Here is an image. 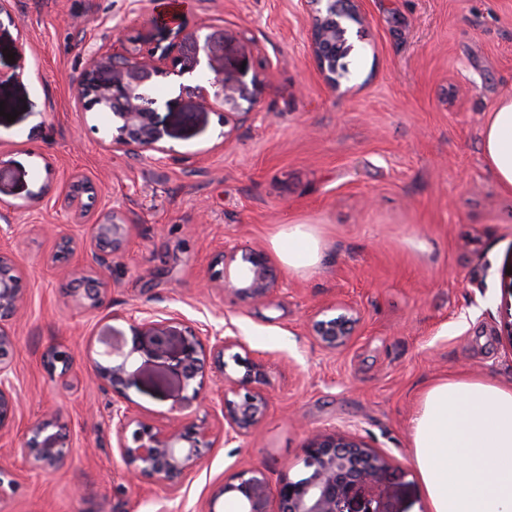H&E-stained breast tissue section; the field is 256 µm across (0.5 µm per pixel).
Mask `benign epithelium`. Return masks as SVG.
I'll return each instance as SVG.
<instances>
[{"instance_id":"1","label":"benign epithelium","mask_w":512,"mask_h":512,"mask_svg":"<svg viewBox=\"0 0 512 512\" xmlns=\"http://www.w3.org/2000/svg\"><path fill=\"white\" fill-rule=\"evenodd\" d=\"M312 17L311 46L317 68L326 82L336 86L341 52L337 48L347 42L351 25H361V0H303ZM126 53L100 49L90 52L75 96L86 108L111 115L116 135L112 143L132 153L147 150L165 152L160 146L165 129L159 116V99L151 90L158 78L175 75H198L203 64L211 60L213 36L194 33L170 42L157 52L142 49L137 41ZM182 89L197 95L205 104L228 106L236 115H246L251 102L245 82L214 72L207 85H184ZM130 228L124 214L112 212L92 224V240L80 267L66 273L81 277L84 285L80 308H101L106 293L103 271L108 256L123 247ZM238 286L224 276L213 273L207 287L223 292L244 294L258 303L268 302L276 292L279 271L261 249L242 251ZM24 303V286L13 254L0 250V433L6 434L15 423V399L11 391L12 356L15 351L13 318ZM180 314L165 316L148 314L133 319L130 341L105 342L102 360L95 362V377L112 390V437L115 448L131 479L163 483L175 490L179 482L192 473L203 459V449L226 445L247 437L258 426L268 409L262 389L266 372L264 360L244 358L237 364L244 368L239 378L226 372L224 352L243 347L236 336H222L208 331L185 328L180 332L174 324ZM360 318L349 311L330 319L316 320L312 333L329 350L347 346L356 336ZM179 346L175 364L181 388L200 396L206 361L211 360L220 371L224 388L221 417L206 419L189 426L173 423L153 429L141 422L135 403L126 390L132 384L129 364L139 354L149 359H163ZM70 441L54 417H46L27 432L21 453L30 466H53L69 455ZM304 471L297 478L281 479L275 497H270L264 474L243 469L231 481L220 486L214 498L230 494L239 503V512H351L353 496L373 487L391 465L390 458L365 441L349 434L312 435L303 448Z\"/></svg>"}]
</instances>
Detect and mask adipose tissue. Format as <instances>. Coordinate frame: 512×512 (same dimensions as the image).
<instances>
[{"mask_svg": "<svg viewBox=\"0 0 512 512\" xmlns=\"http://www.w3.org/2000/svg\"><path fill=\"white\" fill-rule=\"evenodd\" d=\"M480 140L488 169L512 198V96L494 103ZM273 245L293 269L319 260V241L305 224L289 225ZM412 448L428 512H512V388L430 385L413 419Z\"/></svg>", "mask_w": 512, "mask_h": 512, "instance_id": "obj_1", "label": "adipose tissue"}]
</instances>
